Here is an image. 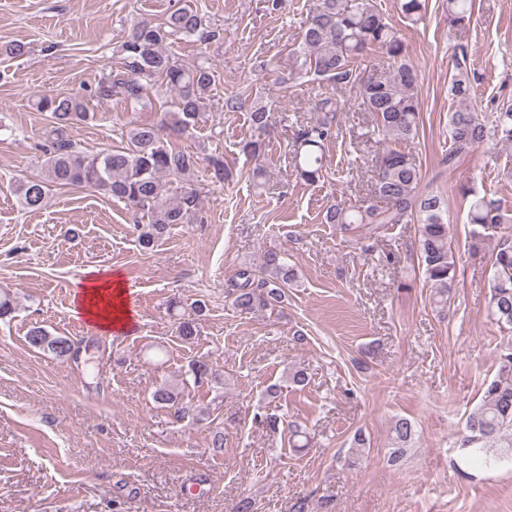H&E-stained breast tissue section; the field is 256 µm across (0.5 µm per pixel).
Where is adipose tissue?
Returning a JSON list of instances; mask_svg holds the SVG:
<instances>
[{
  "mask_svg": "<svg viewBox=\"0 0 512 512\" xmlns=\"http://www.w3.org/2000/svg\"><path fill=\"white\" fill-rule=\"evenodd\" d=\"M120 275L87 277L73 292V311L95 323L104 333L123 331L131 323Z\"/></svg>",
  "mask_w": 512,
  "mask_h": 512,
  "instance_id": "ef3b65f1",
  "label": "adipose tissue"
}]
</instances>
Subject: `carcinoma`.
Segmentation results:
<instances>
[{"mask_svg":"<svg viewBox=\"0 0 512 512\" xmlns=\"http://www.w3.org/2000/svg\"><path fill=\"white\" fill-rule=\"evenodd\" d=\"M448 26L460 30L470 25L472 0H446ZM426 0H399L404 19L416 23L425 14ZM183 36L201 44L219 39L198 10L186 6L174 9L162 23L142 18L134 22L121 45L122 66L110 72L97 87L104 97L117 95L132 104H142L153 88L174 93L160 119L129 129L121 147L87 153L80 149L69 132L74 125L89 119L90 113L76 95H42L34 102L39 112L48 114L49 146L44 151L45 175L19 185L21 205L25 209L41 208L50 187L84 185L103 191L126 204L132 212L147 219L134 226L138 243L145 250L178 224L203 223L197 173L198 154L172 147L168 138L196 127L207 112L209 95L216 81L215 71L207 61L185 69L168 48L169 40ZM380 49L388 59L387 70L378 74L361 68L363 59L373 49ZM291 72L300 77L313 73L319 80L333 85L356 88L359 105L372 114L378 134L389 141L384 146L373 171L374 197L382 205L346 207L329 206L323 223L334 224L342 231L355 224H418L416 258L424 279L436 287V304L448 306L456 287L457 267L444 221V201L437 194H417L422 169L406 145L417 136L421 120L418 94L419 74L412 64L406 45L392 20L376 0H319L317 7L290 51ZM451 94L458 106L449 114L451 145L443 163L453 166L470 150L490 140L512 144V101L498 105L493 119L486 121L468 105L474 84L481 79L473 67L467 46H455L452 57ZM312 120L294 133V168L298 179L308 185L323 177L325 147L338 131L341 103L330 95L315 97ZM251 135L239 142V151L256 155L265 148L262 136L268 134L270 115L265 105H254L249 112ZM208 179L224 183L231 170L220 159H212ZM467 223L471 237L479 242L486 233L509 222L494 198L471 189ZM490 282V311L499 323L512 327V238L499 239ZM297 269L288 264L285 254L268 250L258 268H242L230 284L228 296L240 312L280 306L288 289L298 287ZM205 305L197 303L193 316L184 317L176 326L177 336L189 342L197 334L199 317ZM28 345L49 352L58 360L77 358L80 349L68 336H52L41 326L32 327L26 336ZM198 387L224 385V374L208 361L198 359L189 368ZM153 401L173 411L180 422L188 417L200 418L178 399L176 389L168 383L156 386ZM415 438L412 421L398 417L392 426L390 461L400 462ZM460 448L476 457L512 458V348L502 351L496 376L486 384L481 403L468 415ZM292 512H334L331 500L321 499L312 509L309 500L298 498Z\"/></svg>","mask_w":512,"mask_h":512,"instance_id":"cac0c4a2","label":"carcinoma"}]
</instances>
